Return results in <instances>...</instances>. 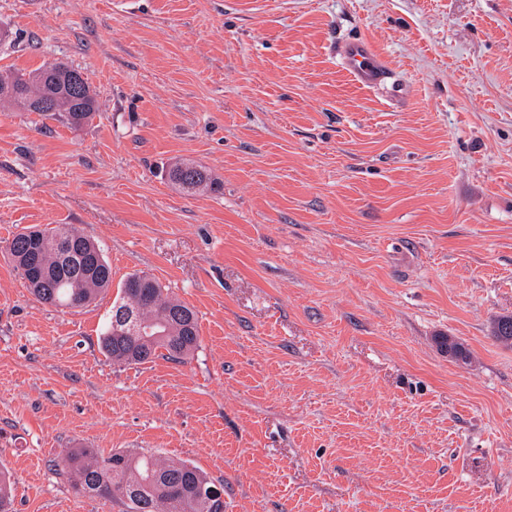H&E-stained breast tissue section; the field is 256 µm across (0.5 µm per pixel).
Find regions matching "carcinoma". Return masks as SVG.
<instances>
[{"instance_id": "1", "label": "carcinoma", "mask_w": 512, "mask_h": 512, "mask_svg": "<svg viewBox=\"0 0 512 512\" xmlns=\"http://www.w3.org/2000/svg\"><path fill=\"white\" fill-rule=\"evenodd\" d=\"M2 103L71 127L83 125L97 112L95 93L82 73L59 64L0 74ZM167 177L186 190L221 189L205 168L189 162L172 163ZM6 249L32 293L57 309L85 306L112 281L99 245L69 224L29 228L14 235ZM198 341L192 309L154 278L135 273L123 284L121 302L112 307L101 349L116 362L143 364L161 349L165 358L182 360ZM61 463L80 491L111 499L122 512H224V489L186 461L126 451L101 456L93 448H67Z\"/></svg>"}]
</instances>
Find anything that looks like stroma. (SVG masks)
Listing matches in <instances>:
<instances>
[{
  "label": "stroma",
  "mask_w": 512,
  "mask_h": 512,
  "mask_svg": "<svg viewBox=\"0 0 512 512\" xmlns=\"http://www.w3.org/2000/svg\"><path fill=\"white\" fill-rule=\"evenodd\" d=\"M0 27V71L67 64L98 105L0 108L12 512H120L57 470L72 447L186 460L224 512H512V0H0ZM359 36L387 86L328 50ZM182 159L221 190L172 186ZM59 224L112 267L75 310L4 251ZM142 272L196 312L186 360L103 353Z\"/></svg>",
  "instance_id": "stroma-1"
}]
</instances>
